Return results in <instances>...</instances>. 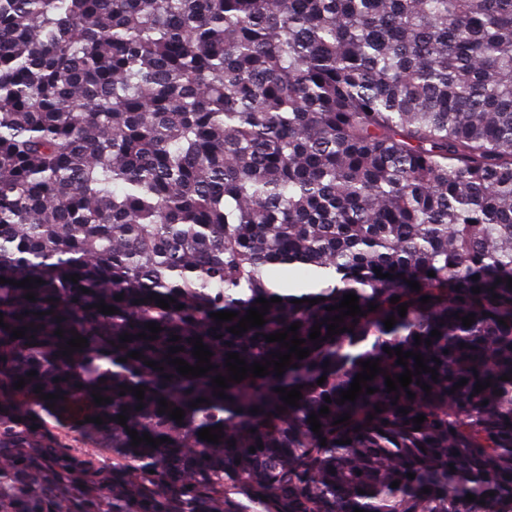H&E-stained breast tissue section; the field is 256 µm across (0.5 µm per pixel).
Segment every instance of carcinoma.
Masks as SVG:
<instances>
[{"label": "carcinoma", "mask_w": 512, "mask_h": 512, "mask_svg": "<svg viewBox=\"0 0 512 512\" xmlns=\"http://www.w3.org/2000/svg\"><path fill=\"white\" fill-rule=\"evenodd\" d=\"M303 268L312 287H280ZM0 276L35 280L0 284V399L53 402L112 449V512H512V0H0ZM348 293L365 315L314 347ZM260 297L282 302L228 332ZM295 322L308 357L214 395L226 354L285 353L265 336ZM194 337L214 369L188 379L165 355L196 365ZM385 347L438 379L335 403L362 361L415 370Z\"/></svg>", "instance_id": "obj_1"}]
</instances>
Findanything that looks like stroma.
<instances>
[{"mask_svg":"<svg viewBox=\"0 0 512 512\" xmlns=\"http://www.w3.org/2000/svg\"><path fill=\"white\" fill-rule=\"evenodd\" d=\"M0 512H112V453L79 428L36 416L0 437Z\"/></svg>","mask_w":512,"mask_h":512,"instance_id":"obj_1","label":"stroma"}]
</instances>
